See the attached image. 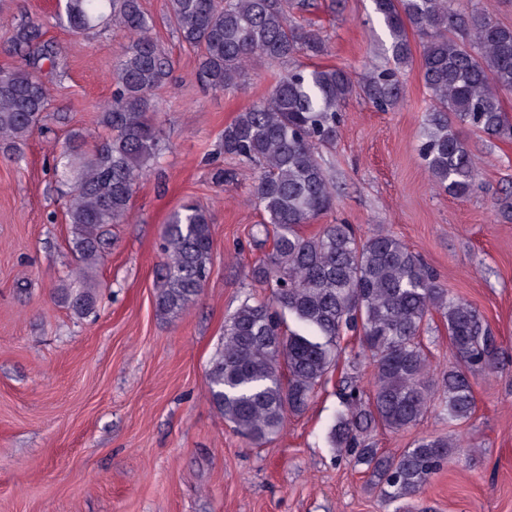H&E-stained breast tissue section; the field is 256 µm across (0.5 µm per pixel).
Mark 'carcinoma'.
Masks as SVG:
<instances>
[{
	"mask_svg": "<svg viewBox=\"0 0 512 512\" xmlns=\"http://www.w3.org/2000/svg\"><path fill=\"white\" fill-rule=\"evenodd\" d=\"M390 38V67L361 80L337 67H292L262 101L224 127V154L258 167L255 201L266 215L256 233L273 235L271 252L251 277L270 288L264 300L244 299L224 321L209 362L213 405L240 436L260 446L300 414L339 358L351 370L373 362L367 391L347 374L337 395L342 410L328 432L339 455L371 472L390 503L416 497L462 447L455 437L425 435L398 457L383 456L371 434L417 426L440 405L451 421L475 410L473 380L495 371L503 353L483 315L440 284L423 259L389 232L361 238L349 224H325L306 236L302 226L334 205V187L319 149L334 144L341 108L359 96L386 111L403 98L402 74L421 57V77L434 104L424 119L421 159L448 194L469 195L479 174L464 130L512 140V118L501 93L512 91V27L484 8L456 0H372ZM167 18L182 42L200 48L199 75L224 91L247 75L256 58L287 62L320 57V31L292 24L311 0H166ZM75 34L103 24L123 27L133 41L112 74V100L101 124L111 136L87 146L73 136L57 175L72 184L66 216L72 226L76 285L61 300L80 316L97 312V270L112 225L129 213L135 187L161 151L155 89L171 76L169 60L151 36L141 0H65L60 17ZM22 68L0 69V142L23 143L48 103L43 67H56L59 50L31 20L7 30ZM156 309L180 314L198 296L212 265L210 217L194 203L176 210L161 235ZM441 316L457 362L429 378L430 350L422 335L432 313ZM291 318L298 329L286 326Z\"/></svg>",
	"mask_w": 512,
	"mask_h": 512,
	"instance_id": "cac0c4a2",
	"label": "carcinoma"
}]
</instances>
